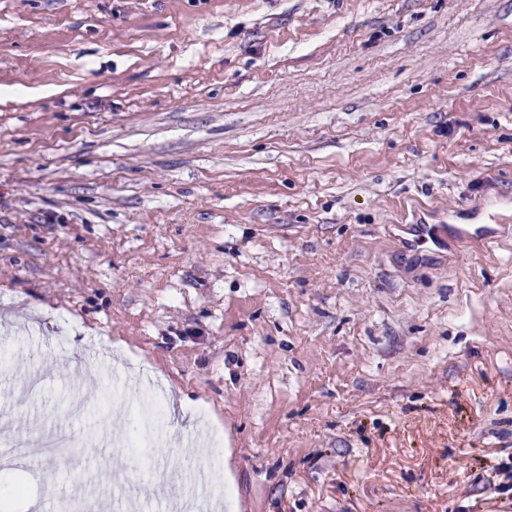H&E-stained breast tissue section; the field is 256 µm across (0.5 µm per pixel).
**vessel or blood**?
<instances>
[{
	"label": "vessel or blood",
	"instance_id": "1",
	"mask_svg": "<svg viewBox=\"0 0 512 512\" xmlns=\"http://www.w3.org/2000/svg\"><path fill=\"white\" fill-rule=\"evenodd\" d=\"M506 231L502 224H410L402 240L404 251L420 260L426 255L427 247L453 248L459 256H466L471 245H491L502 239Z\"/></svg>",
	"mask_w": 512,
	"mask_h": 512
}]
</instances>
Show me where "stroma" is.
<instances>
[{
  "instance_id": "obj_1",
  "label": "stroma",
  "mask_w": 512,
  "mask_h": 512,
  "mask_svg": "<svg viewBox=\"0 0 512 512\" xmlns=\"http://www.w3.org/2000/svg\"><path fill=\"white\" fill-rule=\"evenodd\" d=\"M512 0H0V418L35 512H511ZM145 445L131 451L128 435ZM506 229L511 236L509 224H408L405 226L408 236L402 238V248L410 257L422 260L427 256V245L437 249L447 245L465 258L471 245L489 246L502 239ZM67 446L66 439L63 437L51 438L37 444L22 442L20 445L11 446L13 449L2 450L0 452V470H11L22 467L23 462L34 457L43 455L58 454L60 448Z\"/></svg>"
}]
</instances>
